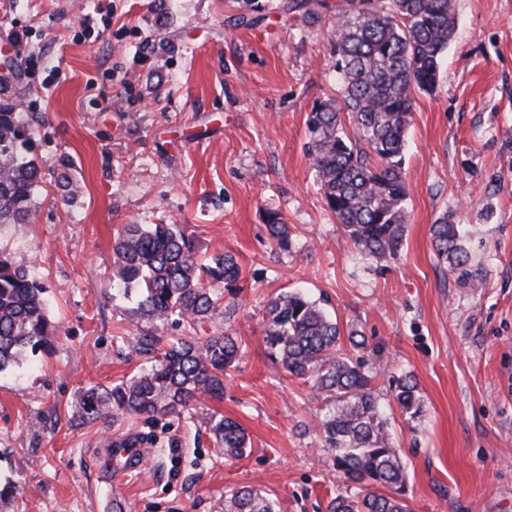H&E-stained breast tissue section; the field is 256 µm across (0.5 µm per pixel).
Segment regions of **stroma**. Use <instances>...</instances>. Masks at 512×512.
Masks as SVG:
<instances>
[{"label":"stroma","mask_w":512,"mask_h":512,"mask_svg":"<svg viewBox=\"0 0 512 512\" xmlns=\"http://www.w3.org/2000/svg\"><path fill=\"white\" fill-rule=\"evenodd\" d=\"M267 0H8L0 100L38 112L42 182L31 221L0 230V250L48 290L49 344L0 373L1 512H224V492L262 489L279 512H324L343 479L312 426L316 390L287 377L265 341L268 299L295 288L361 330V353L404 466L412 512H512V0H456L434 95L413 102L405 163L410 220L398 256L363 260L326 209L307 152L314 103L337 98L329 53L335 9L304 23ZM107 11L109 25L99 13ZM107 28L98 36V28ZM95 90H87L88 80ZM71 164L68 194L56 177ZM291 228L280 252L269 210ZM470 233L479 289L439 261L430 226L444 212ZM179 224L200 256L241 268L235 312L206 333L242 342L220 399L178 415L78 424L80 388L146 367L142 332L187 336V322L137 320L112 296V244L127 224ZM414 375L423 412L392 403L391 376ZM237 420L240 460L220 454L201 418ZM309 432H300V424ZM141 436L138 470L114 483L108 443Z\"/></svg>","instance_id":"1"}]
</instances>
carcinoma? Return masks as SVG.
Segmentation results:
<instances>
[{"instance_id": "1", "label": "carcinoma", "mask_w": 512, "mask_h": 512, "mask_svg": "<svg viewBox=\"0 0 512 512\" xmlns=\"http://www.w3.org/2000/svg\"><path fill=\"white\" fill-rule=\"evenodd\" d=\"M321 6V0H289L288 12L302 13L307 22ZM455 30V0L336 3L330 51L341 98L317 101L308 113V152L327 209L364 258L394 259L402 245L413 101L436 93ZM40 119L0 103V228L26 224L32 214L41 171L30 151ZM267 232L280 250L290 251V229L278 213L268 212ZM431 240L438 259L478 287L466 232L453 214L431 225ZM112 254V283L135 296V314L149 323L176 316L202 326L221 301L213 286L232 294L241 275L229 253L201 259L178 224H126ZM49 329L47 288L28 268L0 255V373L18 365L26 348L45 345ZM137 342L151 355L150 365L118 383L79 391L80 423L178 414L204 395L220 397L242 346L223 331L202 339L146 333ZM266 343L284 372L322 394L315 429L344 481L325 512H411L374 375L350 357L337 321L304 293L288 291L267 302ZM393 384L402 412L417 419L421 402L413 376L401 375ZM204 424L224 459L247 453L251 441L238 421L215 414ZM224 512H276V504L261 490L241 486L224 495Z\"/></svg>"}]
</instances>
